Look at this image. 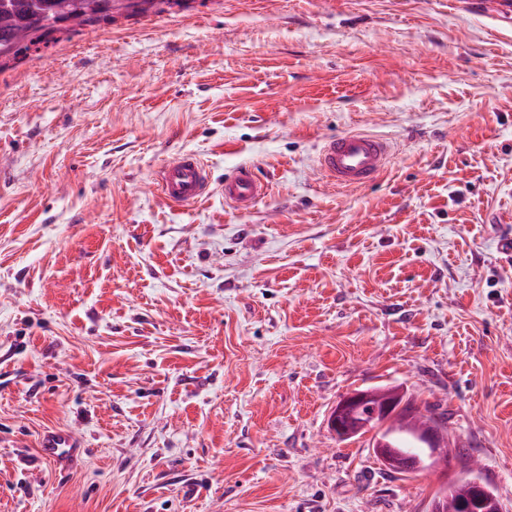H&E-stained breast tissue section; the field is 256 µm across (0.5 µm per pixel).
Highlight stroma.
<instances>
[{"mask_svg":"<svg viewBox=\"0 0 512 512\" xmlns=\"http://www.w3.org/2000/svg\"><path fill=\"white\" fill-rule=\"evenodd\" d=\"M0 70V512H427L470 465L512 512V30L456 0H195ZM389 141L337 189L322 142ZM195 153L211 191L156 190ZM253 169L259 205L224 202ZM446 416L393 473L357 389ZM67 430L79 463L41 437ZM224 202L236 210L257 205L265 196L266 188L252 171L240 166L224 175ZM368 399L366 391H355L336 403L330 414L329 425L339 438H349L357 433L363 422L357 418L361 405ZM40 454L59 469L74 466L82 456V443L70 432L54 431L46 435L40 444Z\"/></svg>","mask_w":512,"mask_h":512,"instance_id":"1","label":"stroma"}]
</instances>
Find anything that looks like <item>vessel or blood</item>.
Wrapping results in <instances>:
<instances>
[{
	"instance_id": "1",
	"label": "vessel or blood",
	"mask_w": 512,
	"mask_h": 512,
	"mask_svg": "<svg viewBox=\"0 0 512 512\" xmlns=\"http://www.w3.org/2000/svg\"><path fill=\"white\" fill-rule=\"evenodd\" d=\"M462 7L468 12L483 13L499 27L512 26V0H462ZM389 156L390 145L386 140L350 131L324 141L318 167L336 185L362 187L380 177ZM155 180L160 194L176 205L196 202L208 191L206 168L193 154L170 159L157 171ZM222 189L225 203L237 210L254 207L266 193L258 177L244 166L225 174ZM82 453V443L69 432H51L40 444L41 456L61 469L74 466Z\"/></svg>"
}]
</instances>
